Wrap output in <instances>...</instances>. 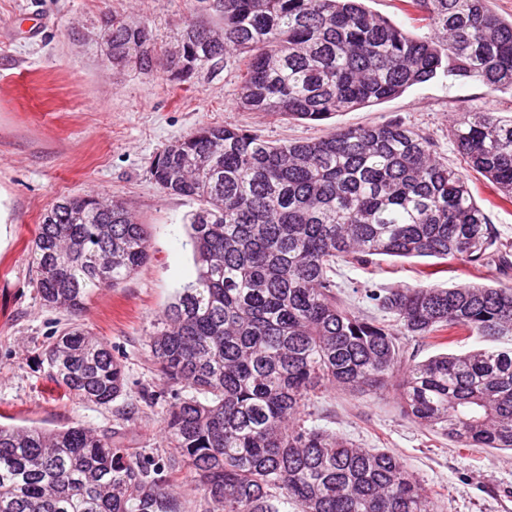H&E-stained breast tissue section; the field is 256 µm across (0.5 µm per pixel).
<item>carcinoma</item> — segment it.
I'll list each match as a JSON object with an SVG mask.
<instances>
[{
	"label": "carcinoma",
	"mask_w": 512,
	"mask_h": 512,
	"mask_svg": "<svg viewBox=\"0 0 512 512\" xmlns=\"http://www.w3.org/2000/svg\"><path fill=\"white\" fill-rule=\"evenodd\" d=\"M172 48L149 22L106 15L84 45L114 68L161 69L177 83L244 62L237 106L322 122L385 102L443 73L512 92V21L490 0H403L428 29L416 35L363 0H202ZM448 139L467 167L512 203V118L459 112ZM150 176L194 197L186 216L195 278L151 324L147 350L171 388L161 417L193 471L194 512H438L393 453L306 425L328 389L377 393L397 382L403 412L462 448L512 451V349L417 361L399 337L459 329L512 337V286L369 288L398 328L336 293V266L381 258L512 266L468 179L433 139L399 121L335 128L318 140L272 142L203 124L160 149ZM63 197L32 241L43 304L79 314L149 259L126 203ZM49 379L71 398L108 406L125 391L122 365L80 325L46 352ZM0 512H188L166 466L84 424L0 425Z\"/></svg>",
	"instance_id": "obj_1"
}]
</instances>
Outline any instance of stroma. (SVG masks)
Listing matches in <instances>:
<instances>
[{
	"mask_svg": "<svg viewBox=\"0 0 512 512\" xmlns=\"http://www.w3.org/2000/svg\"><path fill=\"white\" fill-rule=\"evenodd\" d=\"M149 21L159 44L170 42L199 13L197 0H0V422L63 429L84 423L120 433L146 465L171 453L160 417L171 391L153 370L146 331L175 292L195 277L183 225L196 199L163 193L149 173L155 154L202 124L241 126L271 141L310 140L332 127L397 120L429 135L449 166L463 160L448 139L456 112L512 116V95L479 81L439 76L380 104L321 122L281 120L236 105L235 63L216 76L178 84L157 70L104 68L81 37L109 13ZM477 203L499 240L512 246V203L484 178L470 175ZM94 193L125 200L150 237V258L120 287L95 294L79 315L42 305L28 250L41 215L57 200ZM427 258H390L376 269L346 265L342 294L372 311L364 291L418 283ZM434 283H512L493 266L454 260ZM79 323L106 342L121 362L124 394L109 406L63 397L48 379L46 346ZM321 426L363 448L389 451L438 500L439 512H512V452L460 448L415 425L395 388L362 395L328 390Z\"/></svg>",
	"mask_w": 512,
	"mask_h": 512,
	"instance_id": "obj_1",
	"label": "stroma"
}]
</instances>
